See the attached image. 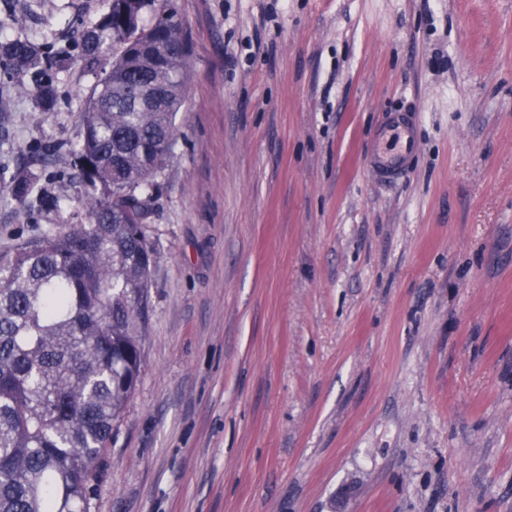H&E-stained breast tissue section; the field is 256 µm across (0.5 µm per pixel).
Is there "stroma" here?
Segmentation results:
<instances>
[{
    "mask_svg": "<svg viewBox=\"0 0 512 512\" xmlns=\"http://www.w3.org/2000/svg\"><path fill=\"white\" fill-rule=\"evenodd\" d=\"M193 38L138 389L95 512H512V0H175ZM107 0H0L56 43ZM95 81L10 99L0 252L84 217L67 149ZM419 112L398 184L367 164ZM418 113L411 108L387 112L369 155V171L377 182L395 183L420 151L417 137ZM395 139L390 148L388 143ZM42 175L39 171L25 169L12 174L8 184L11 199L21 207H27L36 202L41 205L55 206L58 200L44 196L40 181Z\"/></svg>",
    "mask_w": 512,
    "mask_h": 512,
    "instance_id": "obj_1",
    "label": "stroma"
}]
</instances>
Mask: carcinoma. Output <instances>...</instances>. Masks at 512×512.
<instances>
[{"mask_svg": "<svg viewBox=\"0 0 512 512\" xmlns=\"http://www.w3.org/2000/svg\"><path fill=\"white\" fill-rule=\"evenodd\" d=\"M151 15L144 23V15ZM193 43L173 0H108L63 45L0 42V76L39 111L75 62L96 74L71 146L86 219L0 253V512H93L99 463L144 367L156 252L146 235ZM40 172L12 174L21 207Z\"/></svg>", "mask_w": 512, "mask_h": 512, "instance_id": "obj_1", "label": "carcinoma"}]
</instances>
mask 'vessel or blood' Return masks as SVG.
<instances>
[{
  "instance_id": "vessel-or-blood-1",
  "label": "vessel or blood",
  "mask_w": 512,
  "mask_h": 512,
  "mask_svg": "<svg viewBox=\"0 0 512 512\" xmlns=\"http://www.w3.org/2000/svg\"><path fill=\"white\" fill-rule=\"evenodd\" d=\"M418 114L410 108L387 112L369 155V171L377 182H397L420 151Z\"/></svg>"
}]
</instances>
